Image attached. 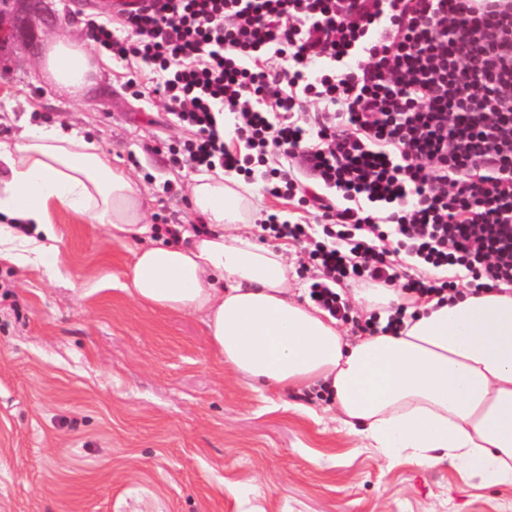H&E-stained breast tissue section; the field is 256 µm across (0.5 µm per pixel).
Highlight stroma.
I'll use <instances>...</instances> for the list:
<instances>
[{
    "label": "stroma",
    "instance_id": "1",
    "mask_svg": "<svg viewBox=\"0 0 512 512\" xmlns=\"http://www.w3.org/2000/svg\"><path fill=\"white\" fill-rule=\"evenodd\" d=\"M38 24L0 52V138L57 122L94 137L145 191L149 221L199 223L196 171L168 147L184 136L161 102L133 95L111 61L76 99L38 62L47 39L110 22L104 0H46ZM254 237L266 214L307 213L250 184ZM61 262H0V512H512V487L471 466L386 462L310 388L256 389L224 365L199 317L122 290L134 254L55 207Z\"/></svg>",
    "mask_w": 512,
    "mask_h": 512
}]
</instances>
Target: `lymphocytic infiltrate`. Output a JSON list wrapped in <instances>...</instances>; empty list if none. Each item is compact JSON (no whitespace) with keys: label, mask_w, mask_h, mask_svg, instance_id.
Here are the masks:
<instances>
[{"label":"lymphocytic infiltrate","mask_w":512,"mask_h":512,"mask_svg":"<svg viewBox=\"0 0 512 512\" xmlns=\"http://www.w3.org/2000/svg\"><path fill=\"white\" fill-rule=\"evenodd\" d=\"M90 40L154 80L199 171L300 195L310 299L338 282L420 296L512 288V0H147ZM456 37H449V30Z\"/></svg>","instance_id":"1"}]
</instances>
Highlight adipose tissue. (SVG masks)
Wrapping results in <instances>:
<instances>
[{
    "label": "adipose tissue",
    "instance_id": "adipose-tissue-1",
    "mask_svg": "<svg viewBox=\"0 0 512 512\" xmlns=\"http://www.w3.org/2000/svg\"><path fill=\"white\" fill-rule=\"evenodd\" d=\"M44 79L77 97L100 66L87 46L50 38ZM140 184L91 138L62 124L0 140V261L55 271L49 211L60 207L134 243L124 291L155 309L201 315L226 367L287 392L325 390L351 435L385 459L469 462L491 485L512 486V293L420 303L398 332L347 341L338 322L290 288L284 252L244 234L247 204L223 173L190 188L202 224L178 237L147 222Z\"/></svg>",
    "mask_w": 512,
    "mask_h": 512
}]
</instances>
